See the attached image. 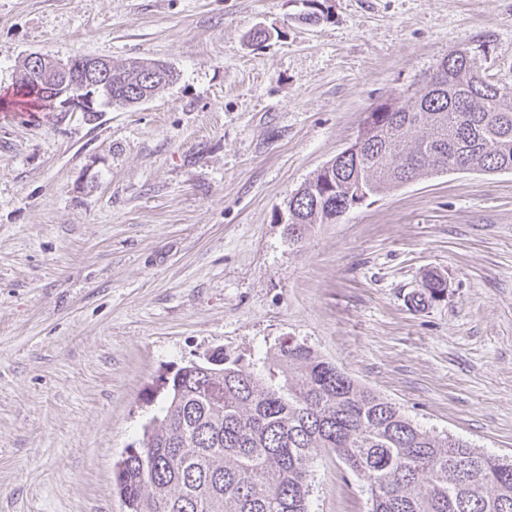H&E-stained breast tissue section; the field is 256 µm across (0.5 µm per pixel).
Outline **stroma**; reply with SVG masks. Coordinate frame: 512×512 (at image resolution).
Segmentation results:
<instances>
[{
  "label": "stroma",
  "mask_w": 512,
  "mask_h": 512,
  "mask_svg": "<svg viewBox=\"0 0 512 512\" xmlns=\"http://www.w3.org/2000/svg\"><path fill=\"white\" fill-rule=\"evenodd\" d=\"M459 49L512 83V0H0L2 99L32 52L177 73L131 107L0 116V512H126L113 470L165 379L288 338L512 460V171L418 178L298 244L281 222ZM310 470V512H370L336 455Z\"/></svg>",
  "instance_id": "35a3bbf8"
}]
</instances>
